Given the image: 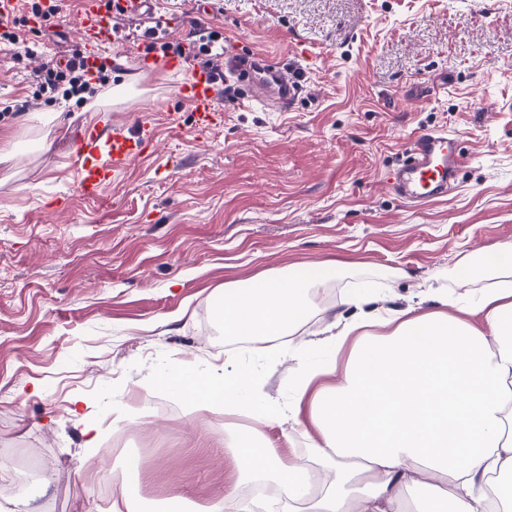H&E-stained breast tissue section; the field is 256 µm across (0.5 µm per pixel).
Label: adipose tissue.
<instances>
[{
  "mask_svg": "<svg viewBox=\"0 0 512 512\" xmlns=\"http://www.w3.org/2000/svg\"><path fill=\"white\" fill-rule=\"evenodd\" d=\"M458 306L480 324L448 314V296L423 284L419 305L371 314L336 312L326 327L334 354L303 368L281 423L309 418L312 464L286 462L272 443H237L239 477L268 483L279 512H512L494 488L512 477V243L496 261L467 268ZM305 281L263 273L225 287L224 328L242 337L293 335L312 311ZM432 301L436 310L422 311ZM341 374L339 383L328 378ZM246 373H197L169 363L160 379L204 415L240 414L263 426V407L244 392ZM434 478L406 506L405 489Z\"/></svg>",
  "mask_w": 512,
  "mask_h": 512,
  "instance_id": "obj_1",
  "label": "adipose tissue"
}]
</instances>
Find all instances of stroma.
Masks as SVG:
<instances>
[{
  "instance_id": "1",
  "label": "stroma",
  "mask_w": 512,
  "mask_h": 512,
  "mask_svg": "<svg viewBox=\"0 0 512 512\" xmlns=\"http://www.w3.org/2000/svg\"><path fill=\"white\" fill-rule=\"evenodd\" d=\"M79 0L32 35L38 55L0 48V455L41 451L40 512H106L97 494L120 475L138 512L172 494L201 512L237 476L229 445L252 423L203 417L160 386L171 360L203 374L250 369L276 414L299 367L327 353L329 312L365 288L405 308L421 283L462 293L458 274L512 242V0H161L178 38L208 23L236 54L299 75L292 109L238 107L197 136L177 98L188 72H137L131 43L111 48L112 86L81 107L37 94L55 45L71 50ZM121 120L152 142L98 199L77 191L81 125ZM444 128L465 162L448 197L415 208L384 174L417 133ZM291 268L309 280L308 323L257 348L225 334L218 305ZM181 409L157 417L140 397ZM125 419L87 447L76 414ZM284 460L306 461L310 423L264 427Z\"/></svg>"
}]
</instances>
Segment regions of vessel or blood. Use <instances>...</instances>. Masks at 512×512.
I'll return each instance as SVG.
<instances>
[{"label":"vessel or blood","instance_id":"1","mask_svg":"<svg viewBox=\"0 0 512 512\" xmlns=\"http://www.w3.org/2000/svg\"><path fill=\"white\" fill-rule=\"evenodd\" d=\"M60 0H46L44 9L27 14L24 26L28 32L39 33L49 25V16ZM122 18H142L150 24L153 33L171 34L172 28L163 14L157 13L153 0H80L76 35L86 48L85 65L96 72L105 62V50L114 40V27ZM140 68L151 71H177L186 63V57L155 52L138 53ZM245 82L249 100H257L255 87L265 82L272 90L271 100L280 109L291 108L299 91V81L276 62L258 66L254 61L228 56L224 59V73ZM219 75L211 69L195 66L188 82L177 89L178 98L195 116L196 132L224 117ZM147 138L136 135L123 122L112 125L85 126L72 146L79 162L77 189L87 198L101 197L111 180L127 164L147 148ZM407 159L389 170L384 186L391 193L409 203L423 204L448 195L455 186L463 164L455 138L442 130H432L413 136L406 147Z\"/></svg>","mask_w":512,"mask_h":512}]
</instances>
